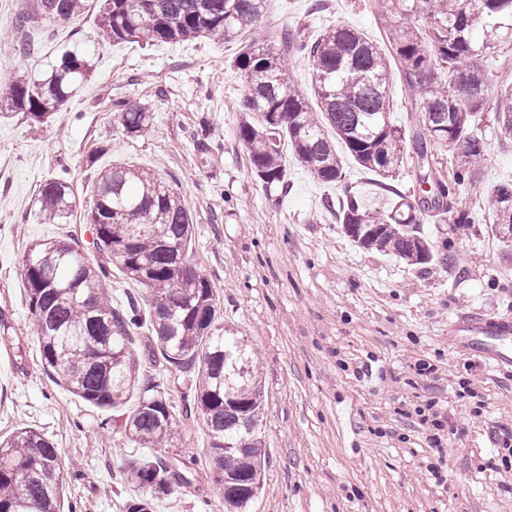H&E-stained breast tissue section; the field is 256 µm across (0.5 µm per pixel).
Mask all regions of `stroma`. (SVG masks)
I'll use <instances>...</instances> for the list:
<instances>
[{
    "instance_id": "stroma-1",
    "label": "stroma",
    "mask_w": 512,
    "mask_h": 512,
    "mask_svg": "<svg viewBox=\"0 0 512 512\" xmlns=\"http://www.w3.org/2000/svg\"><path fill=\"white\" fill-rule=\"evenodd\" d=\"M267 0L263 26L272 46L282 29L316 34L337 22L386 40L376 0ZM100 0L77 20L33 32L35 56L0 53V84L16 72L40 75L67 49L83 51L87 79L43 121L16 112L0 121V324L13 361L0 363V435L31 427L62 450L64 507L121 512L151 497L126 479L139 448L124 436L121 410L97 408L48 373L41 358L18 262L35 241L64 238L104 266L112 307L139 288L94 246L85 212L100 169L124 162L170 183L193 222L189 258L224 305L226 326L252 348L264 390L258 434L270 457L250 512H512V366L469 347L455 323L493 314L512 320V260L483 210L487 190L512 183V141L484 124L485 161L459 205L473 219L458 227L429 218L424 231L447 253L444 265L413 266L357 248L337 219L345 187L382 196L372 172L346 169L344 185L317 181L288 162L287 190L264 189L238 138L241 115L229 101L244 91L234 67L239 46L201 38L181 43L112 44L97 36ZM153 114L127 135L112 104ZM456 152L431 146L406 159L402 191L446 179ZM65 176L77 207L67 223L39 217L38 190ZM147 331L133 336L140 380L165 382L173 405L190 389L176 368L153 359ZM368 375H358L360 366ZM166 457L195 460L190 484L156 502V512H224L207 466L198 416H176Z\"/></svg>"
}]
</instances>
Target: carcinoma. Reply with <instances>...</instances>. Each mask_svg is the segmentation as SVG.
<instances>
[{"label":"carcinoma","instance_id":"obj_1","mask_svg":"<svg viewBox=\"0 0 512 512\" xmlns=\"http://www.w3.org/2000/svg\"><path fill=\"white\" fill-rule=\"evenodd\" d=\"M87 0H38L48 26L78 19ZM266 0H102L98 34L112 43H178L206 37L218 43L241 40L234 67L246 79L237 111L238 138L249 151L252 172L270 189L288 188L281 139L297 162L323 183L346 179L340 140L359 166L394 179L407 154L423 162L433 144L457 146L451 177L406 195L385 183L391 198L378 204L348 193L337 217L364 250L392 255L411 265H448L422 223L431 216L471 224L457 195L481 165L486 142L479 118L493 113L498 134L512 140V84L489 99L480 60L512 57V0H379L378 15L389 22L386 46L359 31L334 24L315 36L284 29L280 43L293 48L312 73L317 108L288 74L285 57L261 38L258 22ZM4 47L22 58L38 53L20 39ZM89 64L67 50L37 78L21 72L0 88V118L27 112L38 120L57 111L84 81ZM409 91L413 111L430 124L406 138L393 123L394 79ZM123 130L138 136L152 114L126 103L115 105ZM37 202L50 224H64L76 209L70 183L48 178ZM492 230L512 253V184L491 187ZM99 250L113 257L127 279L146 288L147 307L136 299L123 310L104 296L106 270L65 239L30 244L19 263L44 364L70 392L98 407L136 400L124 421L125 437L137 448L173 439L175 412L165 386H139L140 359L131 336L143 326L156 338L162 359L193 375L185 414L202 419L207 462L226 512H247L262 489L270 459L258 434L264 392L257 360L238 332L224 326L220 298L206 276L188 260L193 224L180 196L152 174L114 163L100 171L87 209ZM235 451H226V445ZM193 460L140 455L128 461V483L157 495L187 484L175 471ZM64 477L61 449L36 429L0 439V512H61Z\"/></svg>","mask_w":512,"mask_h":512}]
</instances>
